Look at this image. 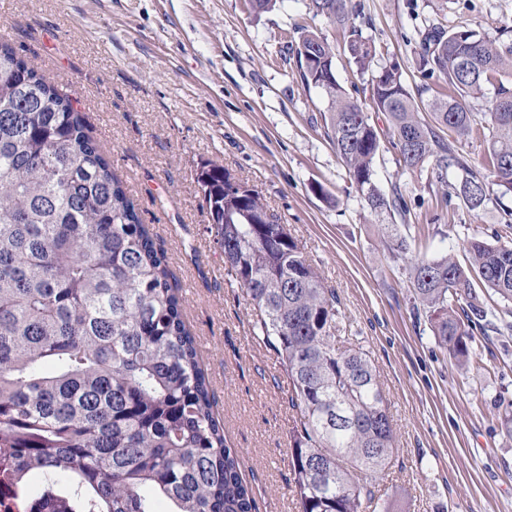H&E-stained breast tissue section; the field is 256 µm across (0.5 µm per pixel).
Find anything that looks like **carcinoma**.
I'll return each instance as SVG.
<instances>
[{"label":"carcinoma","mask_w":512,"mask_h":512,"mask_svg":"<svg viewBox=\"0 0 512 512\" xmlns=\"http://www.w3.org/2000/svg\"><path fill=\"white\" fill-rule=\"evenodd\" d=\"M343 34V52L374 109L391 124L396 165L457 172L455 194L486 206L512 193V41L469 29L423 26L418 64L453 91L430 105L433 122L366 36L351 0H304ZM313 46L304 62L301 46ZM302 82L328 102L326 135L367 206L406 219L399 185L376 184L381 138L335 75L336 46L298 28ZM496 89L488 126L467 106ZM484 151L471 159V138ZM210 162L198 180L227 275L246 290L258 343L281 357L288 406L296 411L289 467L301 512H364L373 478L393 460L388 401L368 352L338 345L336 293L288 225L257 191L234 186ZM467 240L465 258L428 256L410 266L413 299L449 361L464 365L474 329L496 328L477 292L512 301V245ZM138 208L112 170L71 94L47 83L0 40V459L22 484L44 478L66 489L79 512H256L238 451L214 412L196 337Z\"/></svg>","instance_id":"carcinoma-1"}]
</instances>
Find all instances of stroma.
<instances>
[{
  "label": "stroma",
  "instance_id": "stroma-1",
  "mask_svg": "<svg viewBox=\"0 0 512 512\" xmlns=\"http://www.w3.org/2000/svg\"><path fill=\"white\" fill-rule=\"evenodd\" d=\"M360 2L365 32L426 103L443 87L417 67L425 19L489 39L512 27V0ZM299 25L341 40L302 0L258 15L244 0H0L9 44L47 81L69 83L165 253L256 512H298L288 467L296 414L277 355L254 339L252 307L225 274L197 181L211 161L288 225L335 289L343 335L370 352L397 435L376 479L391 512H512V438L497 419L499 400L512 401V331L477 336L467 367L449 363L414 308L407 261L382 232L389 214L351 187L325 133L327 103L285 49ZM395 157L385 149L377 181L386 192L400 184L411 210L399 232L421 236L430 256L462 258L472 236L512 240L498 222L511 194L471 211L444 200V184L399 174Z\"/></svg>",
  "mask_w": 512,
  "mask_h": 512
}]
</instances>
